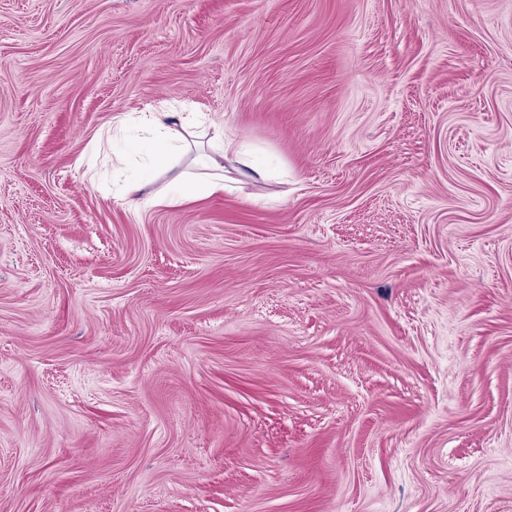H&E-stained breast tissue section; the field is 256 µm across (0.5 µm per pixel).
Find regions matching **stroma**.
<instances>
[{"mask_svg":"<svg viewBox=\"0 0 512 512\" xmlns=\"http://www.w3.org/2000/svg\"><path fill=\"white\" fill-rule=\"evenodd\" d=\"M0 512H512V0H0ZM179 112H142L137 118L139 125L149 134L153 143L154 163L159 170H170L182 157L193 137L196 120L189 116L179 120V128L170 120ZM213 134L201 143L202 153L199 158L198 173H181L172 181L160 183L150 193L146 200L147 205L173 204L187 190L194 189L204 194L212 195L224 192L226 182L232 180L228 177L224 166V159L233 154L236 162L243 168L259 177H268L266 167L257 157L244 152L235 140L224 133L221 124L212 122Z\"/></svg>","mask_w":512,"mask_h":512,"instance_id":"1","label":"stroma"}]
</instances>
